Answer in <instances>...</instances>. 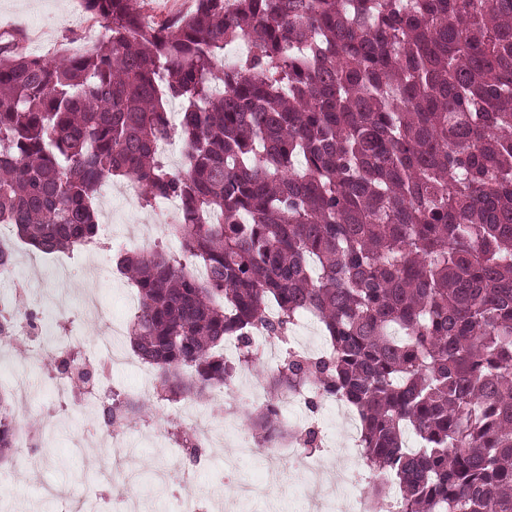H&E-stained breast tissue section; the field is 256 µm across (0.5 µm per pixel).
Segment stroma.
<instances>
[{
  "label": "stroma",
  "instance_id": "stroma-1",
  "mask_svg": "<svg viewBox=\"0 0 512 512\" xmlns=\"http://www.w3.org/2000/svg\"><path fill=\"white\" fill-rule=\"evenodd\" d=\"M80 0H0V32L14 33L28 53L52 60L64 43L75 42L83 21L89 20ZM121 183H113V214L108 231L123 238L135 231L151 233L171 250L177 240L165 237L164 225L152 209L128 206L120 200ZM17 278L33 289L36 311L46 345H53L64 331L79 332L90 342L103 335L107 326L84 317L88 296H98L119 323H128L137 304L132 285L112 272V254L45 255L21 246L15 255ZM47 359L33 360L22 347L0 346V387L8 390L14 407H26L36 422L35 431L41 462L32 467L28 454L18 453L0 460V512H42L45 501L79 497L93 502L101 498L109 484L99 463L108 461L119 470L126 461L107 438H89L88 429L97 423L94 406L81 400L78 392L61 399L52 389ZM193 418L201 435H211L223 427L224 406L212 398L195 401L162 402L145 417L116 426L121 446L140 457L144 472L163 469L170 489L157 512H174L179 499L214 494L224 486V459L237 456L240 477L258 480L263 476L259 462L238 456L234 441L222 447L201 445L197 457L174 454L177 425Z\"/></svg>",
  "mask_w": 512,
  "mask_h": 512
}]
</instances>
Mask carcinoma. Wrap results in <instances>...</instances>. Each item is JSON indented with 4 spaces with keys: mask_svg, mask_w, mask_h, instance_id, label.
<instances>
[{
    "mask_svg": "<svg viewBox=\"0 0 512 512\" xmlns=\"http://www.w3.org/2000/svg\"><path fill=\"white\" fill-rule=\"evenodd\" d=\"M83 6L104 33L78 54L0 35V224L51 255L99 237L107 180L176 199L179 250L119 257L156 400L250 368L265 441L286 434L279 397L312 387L355 411L366 466L396 484L372 483L379 512H512V0H195L153 24L129 0ZM306 316L321 355L289 347ZM257 332L284 347L269 370ZM149 411L99 405L107 427ZM14 415L0 391V458ZM291 436L319 448L312 424Z\"/></svg>",
    "mask_w": 512,
    "mask_h": 512,
    "instance_id": "1",
    "label": "carcinoma"
}]
</instances>
